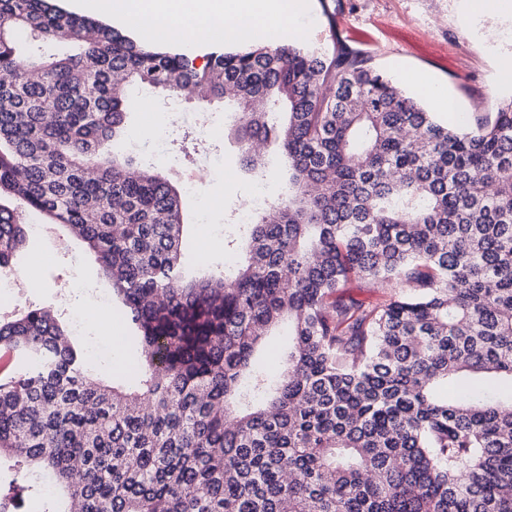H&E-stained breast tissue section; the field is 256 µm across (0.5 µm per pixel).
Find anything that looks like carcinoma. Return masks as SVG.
Wrapping results in <instances>:
<instances>
[{
	"mask_svg": "<svg viewBox=\"0 0 512 512\" xmlns=\"http://www.w3.org/2000/svg\"><path fill=\"white\" fill-rule=\"evenodd\" d=\"M138 84L232 106L253 178L254 143L285 158L233 271L185 275L180 189L115 149ZM27 211L94 254L141 360L115 385L57 306L0 316V512H512V99L446 123L346 48L199 64L0 0V269Z\"/></svg>",
	"mask_w": 512,
	"mask_h": 512,
	"instance_id": "cac0c4a2",
	"label": "carcinoma"
}]
</instances>
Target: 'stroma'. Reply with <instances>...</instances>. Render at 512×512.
I'll use <instances>...</instances> for the list:
<instances>
[{"mask_svg": "<svg viewBox=\"0 0 512 512\" xmlns=\"http://www.w3.org/2000/svg\"><path fill=\"white\" fill-rule=\"evenodd\" d=\"M310 9L301 20L303 44L326 53L341 46L359 50L370 66L385 73L407 93H415L422 80L441 85L456 107L454 121L463 123L512 98V85L499 82L498 70L512 64V7H494L473 20H466L467 0H309ZM137 107L127 118L128 149L154 164L176 185L184 177L171 163L173 153L186 151L192 160L223 154L224 161L209 167V178L195 193H183L182 204L190 222V238H203V251L188 250L189 275L223 266L224 224L230 210L245 197L264 191L279 195L284 185L279 177L283 158L276 146L265 153L267 174L255 180L240 164L237 140L225 129L230 113L223 104L211 105L210 136H189L166 143L167 129L159 111L163 97L152 87L131 90ZM19 272L34 276L27 302L49 306L59 300H79V310L102 309L97 281V263L92 254L71 238L61 226H51L48 235L28 238L15 257ZM82 294H74V287Z\"/></svg>", "mask_w": 512, "mask_h": 512, "instance_id": "obj_1", "label": "stroma"}]
</instances>
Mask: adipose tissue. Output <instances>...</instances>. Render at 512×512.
<instances>
[{
	"label": "adipose tissue",
	"mask_w": 512,
	"mask_h": 512,
	"mask_svg": "<svg viewBox=\"0 0 512 512\" xmlns=\"http://www.w3.org/2000/svg\"><path fill=\"white\" fill-rule=\"evenodd\" d=\"M76 6L169 42L291 41L302 35L305 11L303 0H76Z\"/></svg>",
	"instance_id": "ef3b65f1"
}]
</instances>
